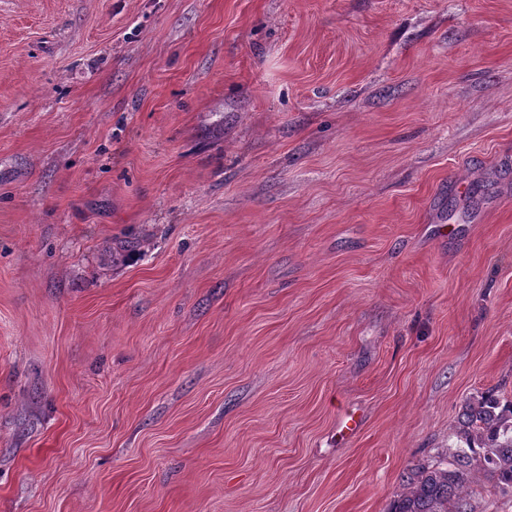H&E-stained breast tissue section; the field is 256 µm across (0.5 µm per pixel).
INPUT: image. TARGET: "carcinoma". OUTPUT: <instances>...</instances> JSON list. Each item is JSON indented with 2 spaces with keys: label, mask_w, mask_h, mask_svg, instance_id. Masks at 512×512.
Wrapping results in <instances>:
<instances>
[{
  "label": "carcinoma",
  "mask_w": 512,
  "mask_h": 512,
  "mask_svg": "<svg viewBox=\"0 0 512 512\" xmlns=\"http://www.w3.org/2000/svg\"><path fill=\"white\" fill-rule=\"evenodd\" d=\"M453 436L457 446L449 466L419 467L392 512H471L463 492L477 465L501 489H512V400L503 402L488 392L466 403Z\"/></svg>",
  "instance_id": "obj_1"
}]
</instances>
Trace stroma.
<instances>
[{
    "label": "stroma",
    "instance_id": "stroma-1",
    "mask_svg": "<svg viewBox=\"0 0 512 512\" xmlns=\"http://www.w3.org/2000/svg\"><path fill=\"white\" fill-rule=\"evenodd\" d=\"M490 389L512 0H0V512H390Z\"/></svg>",
    "mask_w": 512,
    "mask_h": 512
}]
</instances>
